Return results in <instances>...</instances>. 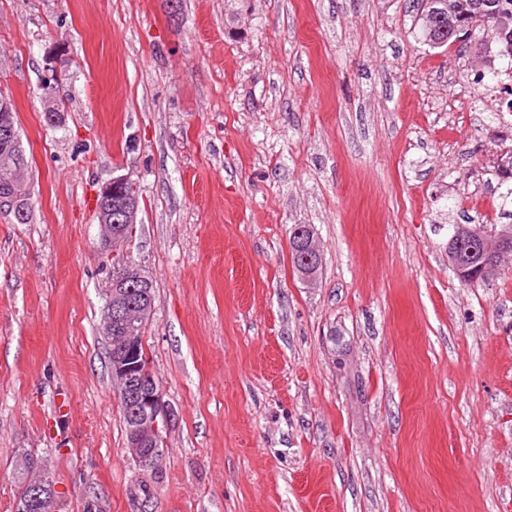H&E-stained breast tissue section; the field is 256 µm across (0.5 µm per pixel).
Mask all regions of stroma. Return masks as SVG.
Here are the masks:
<instances>
[{
	"label": "stroma",
	"mask_w": 512,
	"mask_h": 512,
	"mask_svg": "<svg viewBox=\"0 0 512 512\" xmlns=\"http://www.w3.org/2000/svg\"><path fill=\"white\" fill-rule=\"evenodd\" d=\"M415 26L414 0H0L34 202L0 215V512L22 453L56 512H512V263L465 285L448 260L454 225L512 223V112L482 81L493 36ZM121 174L155 285L154 470L99 333L95 199ZM57 82L56 79V72L55 70L51 69V75L48 76L46 83V86H43V89L45 91L44 95V107H45V115L46 120L48 124L53 125L57 122L58 115L62 114L59 109V101L54 95L55 93V84Z\"/></svg>",
	"instance_id": "35a3bbf8"
}]
</instances>
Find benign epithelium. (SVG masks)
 Masks as SVG:
<instances>
[{
	"label": "benign epithelium",
	"instance_id": "benign-epithelium-1",
	"mask_svg": "<svg viewBox=\"0 0 512 512\" xmlns=\"http://www.w3.org/2000/svg\"><path fill=\"white\" fill-rule=\"evenodd\" d=\"M56 72H51L44 86V107L48 124L57 122L59 101L55 95ZM12 100L0 95V135L15 138L12 121ZM123 195L137 200L136 184L127 175H117L105 183L95 201L98 239L103 250L112 252L115 260V273L111 275L104 290L105 306L100 320V334L113 340L120 352L109 359L110 377L114 388L121 392L130 403L131 426L127 448L139 466L154 468L163 456L158 447L162 430L168 420V410L163 400V391L156 379L143 368L140 343L144 337L137 334L140 322L146 317L149 308L144 304L128 302L123 286L125 270L132 268L142 282L148 281L141 268L124 257L123 247L131 241L124 229L126 224L137 223V206H127L122 215V223L112 224V197ZM0 211L13 214L20 222L31 220L33 200L29 185V169L20 164L0 182ZM293 235L303 241L304 261L310 265L322 262L320 249L307 227L294 229ZM454 237L474 244L468 255L459 259L461 278L467 282L485 279L491 264L498 256L512 254V228L486 231L476 225L462 224L455 228ZM16 465L29 469L25 496L16 501V512H32L33 506L49 505L54 499L53 479L47 469L28 461L24 456L17 459Z\"/></svg>",
	"mask_w": 512,
	"mask_h": 512
}]
</instances>
